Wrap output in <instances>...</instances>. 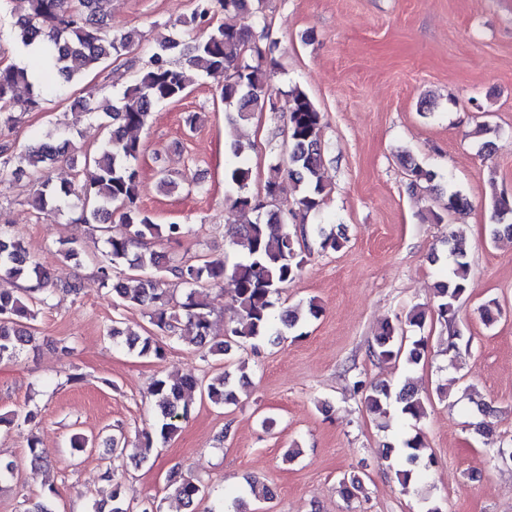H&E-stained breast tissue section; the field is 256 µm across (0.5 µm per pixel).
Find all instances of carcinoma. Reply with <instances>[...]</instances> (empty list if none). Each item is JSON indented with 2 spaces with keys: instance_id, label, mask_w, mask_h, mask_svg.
Instances as JSON below:
<instances>
[{
  "instance_id": "carcinoma-1",
  "label": "carcinoma",
  "mask_w": 512,
  "mask_h": 512,
  "mask_svg": "<svg viewBox=\"0 0 512 512\" xmlns=\"http://www.w3.org/2000/svg\"><path fill=\"white\" fill-rule=\"evenodd\" d=\"M25 4L11 25L12 36L25 49L40 47L47 69L35 78L27 66L0 67V131L10 130L17 122L16 104L25 112H39L47 96L61 91L86 72L109 61L123 60L134 71L131 84L112 97V105L103 110L95 96L79 100L86 115L107 130L105 139L84 153L86 178L79 187L56 184L51 179L53 168L73 160V143L52 133L20 152L0 148V184L27 175L36 185L33 206L45 213L60 215L64 210L77 214L74 222L96 224L106 248L97 263L96 274L102 287L109 289L118 307L139 306L147 310L151 325L148 335L139 336L128 327L112 321L109 335L124 338L130 351L156 359L165 357L164 339H174L180 327L189 330L191 342L210 355L229 357L235 349H255L261 343H275L297 332L304 321L318 318L321 305L311 298L295 308L274 312L275 301L288 283L300 274L304 262L296 249L297 231L292 225L298 218L320 211L326 203V187L320 173L324 161L321 141L322 114L302 88L294 86L284 92V116L288 123V167L282 163L269 165L264 195L248 191L252 170L249 166L251 143L234 139L228 144L224 180L233 189L227 196L230 208L239 217L231 232L232 243L244 247V255L228 267L222 260L181 261L148 247L152 239L176 240L185 233L182 224L160 225L138 205L140 140L131 132L142 129L156 107L180 98L194 75L205 73L222 79L220 97L234 111L225 113L227 123L237 126L266 111L271 104L270 82L276 66L272 57L276 41L270 26L261 19L249 27H239L231 19L250 11L254 0H195L192 21L203 27L201 35L184 45L174 37H164L148 48V59H130L132 40L129 33L112 32L107 5L110 0H21ZM224 11L226 22L211 26L215 6ZM27 90L23 100L17 97ZM413 186L426 189L446 199L447 212L468 205L467 199L452 187L437 183V174L422 167L410 156L400 158ZM301 186L299 196L285 209L271 208L278 196L282 173ZM463 239L456 233L448 237V255L435 256L442 263L443 275L435 285L431 306L414 310L405 325L382 323L374 335L372 356L379 360L401 359L417 366L427 349V337L404 336V327L421 330L426 322H439L451 328L457 304L465 295L469 263ZM126 267L138 272L126 284L114 275ZM0 278L20 282L19 292L0 289V361H14L33 341L31 325L43 307L60 300L77 298L81 284L73 281L59 288L50 287V274L29 258L9 226L0 225ZM231 286V300L240 308V317L218 340L211 336L209 288ZM184 294L177 300L174 287ZM250 379L240 372L231 380L224 371L208 382L186 376L182 380L159 378L152 384L150 395L158 414L152 427L129 444L124 433L109 439L111 449L130 451L139 463L147 461L157 443L166 442L182 430L191 414V393L204 392L216 406L238 403L236 388L249 385ZM355 387L365 391L364 403L369 411L388 416L396 411L419 420L426 415V402L408 384L398 389L384 382L369 386L363 381ZM37 413L28 410L0 416V427L30 424ZM398 452L404 461L396 471L399 483L407 487L415 481L424 484L437 461L426 451L421 435L394 439L383 445L385 457ZM112 480V498L108 507L95 512H133L134 499L128 497L123 477L107 469ZM171 496L195 512L193 505L207 494V486L191 474L174 473L170 477ZM257 501L274 498L273 489L251 480L242 495L220 509L209 512H241L242 496ZM20 512H55L53 488L36 499H25Z\"/></svg>"
}]
</instances>
